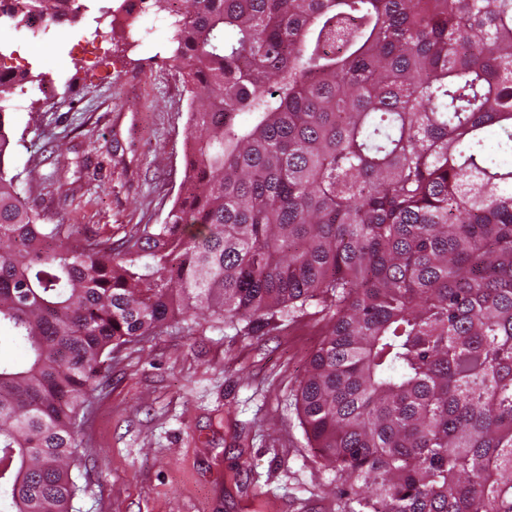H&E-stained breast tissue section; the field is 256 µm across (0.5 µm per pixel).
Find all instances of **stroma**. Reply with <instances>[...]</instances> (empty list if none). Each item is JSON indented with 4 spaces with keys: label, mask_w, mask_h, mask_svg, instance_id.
I'll return each mask as SVG.
<instances>
[{
    "label": "stroma",
    "mask_w": 512,
    "mask_h": 512,
    "mask_svg": "<svg viewBox=\"0 0 512 512\" xmlns=\"http://www.w3.org/2000/svg\"><path fill=\"white\" fill-rule=\"evenodd\" d=\"M153 37L122 0L84 9L40 43L0 18V60L24 59L25 108L9 112L6 169L42 223L113 249L162 223L181 191L190 95L170 66L174 29ZM99 33L98 65L74 50ZM61 71L54 93L49 73ZM328 329L320 307L253 328L187 315L112 354L81 421L86 472L72 512H349L311 448L296 390Z\"/></svg>",
    "instance_id": "35a3bbf8"
}]
</instances>
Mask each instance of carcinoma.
I'll list each match as a JSON object with an SVG mask.
<instances>
[{
	"label": "carcinoma",
	"instance_id": "obj_1",
	"mask_svg": "<svg viewBox=\"0 0 512 512\" xmlns=\"http://www.w3.org/2000/svg\"><path fill=\"white\" fill-rule=\"evenodd\" d=\"M155 4L188 175L118 252L27 207L0 76V331L26 349L0 357V512H71L114 349L188 312L313 303L297 411L351 512H512V0Z\"/></svg>",
	"mask_w": 512,
	"mask_h": 512
}]
</instances>
